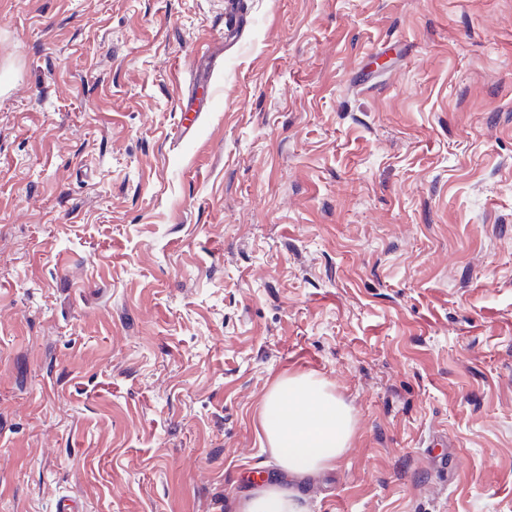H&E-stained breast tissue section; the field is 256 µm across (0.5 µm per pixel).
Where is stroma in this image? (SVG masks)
<instances>
[{
	"label": "stroma",
	"instance_id": "obj_1",
	"mask_svg": "<svg viewBox=\"0 0 512 512\" xmlns=\"http://www.w3.org/2000/svg\"><path fill=\"white\" fill-rule=\"evenodd\" d=\"M296 374L306 512H512V0H0V512H235ZM260 426L288 486L266 484L243 498L236 512H304L294 483L336 468L349 445L353 422L347 405L319 379H280L260 411Z\"/></svg>",
	"mask_w": 512,
	"mask_h": 512
}]
</instances>
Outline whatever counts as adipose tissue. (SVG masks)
I'll return each mask as SVG.
<instances>
[{
	"label": "adipose tissue",
	"mask_w": 512,
	"mask_h": 512,
	"mask_svg": "<svg viewBox=\"0 0 512 512\" xmlns=\"http://www.w3.org/2000/svg\"><path fill=\"white\" fill-rule=\"evenodd\" d=\"M260 426L288 482L257 488L239 502L237 512H304L293 485L335 468L353 433L349 408L322 380L288 376L265 399Z\"/></svg>",
	"instance_id": "1"
}]
</instances>
